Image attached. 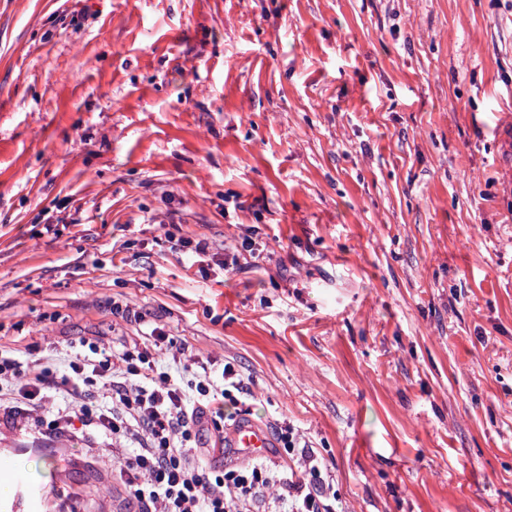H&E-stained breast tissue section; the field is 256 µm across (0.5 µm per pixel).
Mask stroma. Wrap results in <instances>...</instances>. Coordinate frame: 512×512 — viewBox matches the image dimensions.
<instances>
[{
  "label": "stroma",
  "mask_w": 512,
  "mask_h": 512,
  "mask_svg": "<svg viewBox=\"0 0 512 512\" xmlns=\"http://www.w3.org/2000/svg\"><path fill=\"white\" fill-rule=\"evenodd\" d=\"M116 302L338 512H512V0H0V345L64 373ZM111 445L0 427L16 512H124Z\"/></svg>",
  "instance_id": "35a3bbf8"
}]
</instances>
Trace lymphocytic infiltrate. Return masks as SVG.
Returning a JSON list of instances; mask_svg holds the SVG:
<instances>
[{
  "instance_id": "f902f5d3",
  "label": "lymphocytic infiltrate",
  "mask_w": 512,
  "mask_h": 512,
  "mask_svg": "<svg viewBox=\"0 0 512 512\" xmlns=\"http://www.w3.org/2000/svg\"><path fill=\"white\" fill-rule=\"evenodd\" d=\"M83 345L60 378L40 361L0 350V401L7 403V424L16 427L36 418L53 389L70 404L46 421V435L81 425L130 442L118 473L128 512H253L267 491L274 512H337L320 458L288 419L278 420L276 435L286 450H299L297 464L276 470L262 456L220 468L204 464L205 437L223 439L248 392L234 364L214 371L212 360L158 326L119 350L92 339ZM97 387L108 391L110 406L94 403Z\"/></svg>"
}]
</instances>
